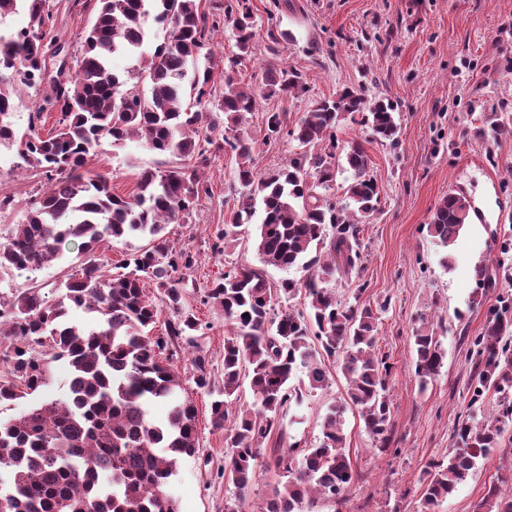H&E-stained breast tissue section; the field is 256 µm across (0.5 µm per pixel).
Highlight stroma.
I'll use <instances>...</instances> for the list:
<instances>
[{"instance_id": "obj_1", "label": "stroma", "mask_w": 512, "mask_h": 512, "mask_svg": "<svg viewBox=\"0 0 512 512\" xmlns=\"http://www.w3.org/2000/svg\"><path fill=\"white\" fill-rule=\"evenodd\" d=\"M294 9L274 0H249L261 29H273L278 42L260 39L238 68V82L261 88L267 68L299 70L307 86L296 98L259 99L254 112L242 114L238 131L255 143L256 166L267 173L298 150L296 141L267 139L264 115L284 112L296 123L315 100L344 88L362 89L366 98L386 97L397 106L398 145L371 140L368 129L345 121L340 142L361 141L370 157V173L382 187L378 210L367 224L362 261L351 276L332 287L341 302L361 299L379 317L377 350L391 366V404L396 453L382 454L364 428L357 410L341 415L346 451L357 473L340 501H321L316 512H421V477L428 464L447 459L455 423L467 410L471 366L466 339L478 335L485 307L472 298L482 292L479 267L496 274L497 288L512 289V256L499 253V239L512 236V137L489 145L477 137L480 128L512 118V0H293ZM52 24L42 44L51 66L75 63L84 50L99 0H45ZM179 157L143 148L137 141L112 145L102 140L88 168L106 175L116 193L133 191L141 170L179 166ZM236 160L231 152L211 149L203 176L211 198L203 200L190 223L166 225L171 245L190 250L197 263L184 272L185 308L202 323L196 336L215 387L224 384V311L202 305L200 296L213 279L231 266H255L256 227L242 226L226 252L210 249L224 217L239 198L231 181ZM47 180L18 165L9 151L0 152V198L11 197L12 209L0 213V235L22 220L29 202ZM464 193L480 205L486 222L471 220L454 245L441 247L427 226L448 190ZM83 256L77 244L63 246L57 259L34 273L0 276V293L38 288L54 297L56 284L78 274ZM431 325L445 352L444 366L427 387L414 374L411 340L418 322ZM198 347V348H199ZM196 350V349H195ZM194 349L178 362L186 394L197 409V451L177 464L171 493L180 512H225L235 490L224 480L231 455L224 433L211 425L212 398L192 381ZM330 387L305 394L284 411L264 441L259 477L243 512H258L282 472L268 451L292 443H317L328 407L342 402L345 380L332 372ZM512 475V421H506L502 446L481 460L475 474L458 486L439 512H473L491 480Z\"/></svg>"}]
</instances>
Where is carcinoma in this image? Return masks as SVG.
<instances>
[{
    "mask_svg": "<svg viewBox=\"0 0 512 512\" xmlns=\"http://www.w3.org/2000/svg\"><path fill=\"white\" fill-rule=\"evenodd\" d=\"M24 2L29 26L0 30V148L15 151L26 167L45 175L48 186L10 234L0 237V274L37 271L72 240L80 241L84 259L79 275L57 285L56 301L35 288L0 296V341H5L0 359L7 364L0 371V404L46 387L51 363L62 361L68 369L66 398L43 400L17 418L0 421V472L6 474L0 479V512H177L169 485L178 459L194 454L197 442L196 408L190 399H179V339L198 352L196 388L209 391L214 384L203 349L192 338L200 323L184 309L181 281L171 279L173 272L192 269L196 258L170 246L163 231L167 224L189 223L200 197L210 195L200 171L221 131L226 132L224 149L237 160L233 181L242 188V201L224 219L211 249L224 251L259 206L260 262L307 272L302 281L286 278L272 288L262 269L234 266L200 298L204 305L222 307L232 326L224 337V386L210 404L212 426L224 431L232 448L224 480L233 485L238 502L247 499L260 467V443L280 413L301 402L303 391L328 387L325 356L347 381L344 403L322 417L318 443L294 444L276 457L275 466L287 480L274 486L261 512H313L317 500H335L357 477L344 451V406L358 410L379 452H389L394 442L390 366L375 350L376 317L367 307L342 304L328 288L358 267L360 235L380 199L363 144L340 145L337 130L359 114L373 139L394 147L398 124L392 103L370 101L362 91L346 88L316 101L292 127L286 114L267 113V135L292 138L300 152L261 176L253 141L227 135L257 102L255 92L234 77L260 36L249 0H224V19L239 53L220 59L205 51L208 18L199 0H99L82 58L51 85L45 106L29 113L27 128L20 130L12 121L16 87L37 90L44 82L46 58L32 33L51 21L43 0ZM153 24L166 35L147 53L143 47ZM116 55L136 59L125 79L112 70ZM219 67L224 89L216 96L210 82ZM263 90L267 96L294 98L307 87L299 71L279 66L266 70ZM47 107L60 118L54 131L43 135ZM481 135L495 141L511 136L512 124L502 120ZM130 138L185 164L145 170L131 194H115L108 177L86 169L88 156L104 139L120 144ZM341 169L350 177L344 200L337 201L327 190ZM470 209L466 196L448 191L428 232L450 247L469 224ZM127 236L148 245L125 260L131 271L105 274L96 244ZM148 278L155 280L153 299ZM299 295L308 300L309 311L283 306ZM70 308L94 314V323L65 322ZM165 309L172 318L159 333L155 328ZM468 344L470 414L455 425L448 460L433 462L424 472L423 512H438L475 472L478 460L501 446V417L486 415L483 404L493 392L502 417L512 415V299L503 297L488 310L482 332ZM413 345L414 373L424 386L439 375L445 353L425 325L416 329ZM299 367L306 380L296 385L292 378ZM245 381L254 396L252 407L229 409L227 398ZM158 401L169 403L162 420L152 414ZM473 512H512V481L490 483Z\"/></svg>",
    "mask_w": 512,
    "mask_h": 512,
    "instance_id": "1",
    "label": "carcinoma"
}]
</instances>
